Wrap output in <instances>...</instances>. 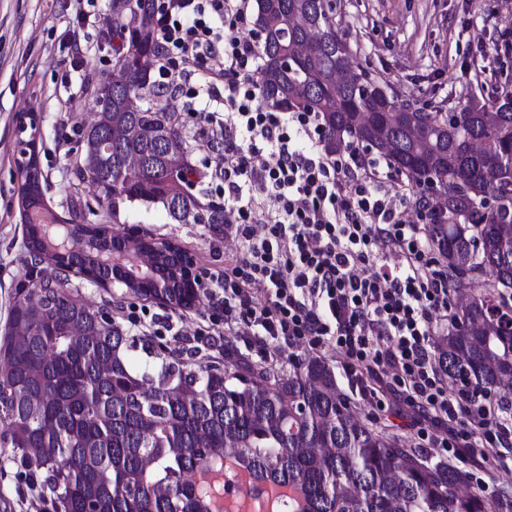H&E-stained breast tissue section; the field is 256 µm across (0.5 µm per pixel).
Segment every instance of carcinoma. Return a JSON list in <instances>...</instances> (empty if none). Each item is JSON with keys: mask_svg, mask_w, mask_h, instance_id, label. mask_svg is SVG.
I'll use <instances>...</instances> for the list:
<instances>
[{"mask_svg": "<svg viewBox=\"0 0 512 512\" xmlns=\"http://www.w3.org/2000/svg\"><path fill=\"white\" fill-rule=\"evenodd\" d=\"M332 10V0H256L264 101L317 113L331 153L369 143L419 191L430 176L445 183L436 203L446 218L426 225V234L450 285L478 280L482 291L451 316L437 360L453 383L493 389L511 381L512 166L499 168L495 182L485 171L499 156L512 158V96L458 114L439 106L428 112L398 103L366 72L341 80L336 72L351 53L333 29ZM112 50V74L101 83L112 100L83 131L78 180L97 189L114 220L121 206L146 202L174 224L224 223L223 204L202 202V188L184 189L197 182L170 179L175 166L195 169L194 137L170 100L133 106L155 87L153 0H112ZM20 154V221L47 276L16 289L0 338V410L12 452L44 474L60 512H210L220 487L198 489L193 477L220 468L226 453L261 481L302 488L303 507L290 503L280 512H512V495L490 501L463 492V471L368 427L319 357L293 364L286 377L227 364L197 374L147 346L154 361L138 372L127 332L71 296L62 277L68 269L126 285L121 270L105 265L120 240L75 209L55 215L44 201L35 142ZM490 193L495 211L483 205ZM42 212L63 235L87 239V249L62 255L48 247L38 228ZM129 292L181 308L196 298L175 250Z\"/></svg>", "mask_w": 512, "mask_h": 512, "instance_id": "carcinoma-1", "label": "carcinoma"}]
</instances>
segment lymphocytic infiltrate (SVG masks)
Masks as SVG:
<instances>
[{
  "mask_svg": "<svg viewBox=\"0 0 512 512\" xmlns=\"http://www.w3.org/2000/svg\"><path fill=\"white\" fill-rule=\"evenodd\" d=\"M246 10V0L153 2L159 90L182 91L196 74L224 103L200 112L208 143L224 145V234L238 252L215 315L225 329H253L261 358L300 343L332 350L373 409L405 406L439 457L484 471L512 447V427L492 396L449 391L433 351L450 306L423 227L438 222L436 204L385 189L380 160L355 148L328 153L315 113L268 106L256 83L241 81L258 58Z\"/></svg>",
  "mask_w": 512,
  "mask_h": 512,
  "instance_id": "1",
  "label": "lymphocytic infiltrate"
}]
</instances>
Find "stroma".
I'll return each mask as SVG.
<instances>
[{
  "instance_id": "1",
  "label": "stroma",
  "mask_w": 512,
  "mask_h": 512,
  "mask_svg": "<svg viewBox=\"0 0 512 512\" xmlns=\"http://www.w3.org/2000/svg\"><path fill=\"white\" fill-rule=\"evenodd\" d=\"M334 26L348 43L354 69L363 70L416 107L443 106L460 111L471 102H494L500 95L497 73L504 57L499 35L512 31V0H333ZM87 22L75 19L73 0H0V335L4 334L15 290L28 281L26 227L19 221L17 160L22 141L36 142L41 171L47 178L48 207L66 215L80 208L89 222L104 221L105 204L94 186L78 182L73 161L81 131L96 111L94 90L107 80L115 63L112 51V0H86ZM181 124L200 131L190 94L179 100ZM34 117L33 132L21 130ZM193 163L211 201L224 200V182L214 178V155L204 141L195 143ZM140 226L157 241L177 244L194 261L202 285L196 303L170 308L128 294L115 284L103 289L83 280L82 299L110 312L131 336L151 330L150 342L189 353V369L198 371L224 361L288 373L294 360L308 356L305 346L284 345L258 358L241 337L204 336L216 276L238 254L218 224H174L162 207L137 202L124 205L113 232ZM339 389L355 404L360 418L393 436L398 447L419 451L409 416L399 409L371 412L356 395L344 371ZM36 476L0 437V512H54Z\"/></svg>"
}]
</instances>
